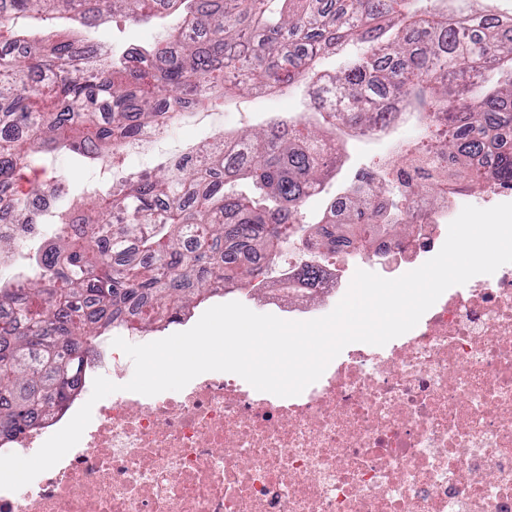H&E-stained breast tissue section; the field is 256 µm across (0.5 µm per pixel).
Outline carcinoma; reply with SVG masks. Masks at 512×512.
<instances>
[{
	"label": "carcinoma",
	"instance_id": "obj_1",
	"mask_svg": "<svg viewBox=\"0 0 512 512\" xmlns=\"http://www.w3.org/2000/svg\"><path fill=\"white\" fill-rule=\"evenodd\" d=\"M183 6L169 38L130 60L103 52L91 62L84 46L62 38L37 42L31 26L55 18L85 25L117 14L134 20L158 15L154 0H0V186L14 183L31 153L62 145L85 158L120 152L145 128L165 129L179 113L204 111L213 94L240 95L302 81L319 87L329 106L294 119H275L233 137L253 147L243 161L224 153V134L135 179L115 177L112 198L87 193L61 207L57 230L36 252L26 287L0 285V438L39 425L65 410L75 394L87 345L141 309L138 332L181 319L228 284L250 286L289 245L336 249L348 234L370 254L377 213L360 189L352 191L349 223L338 231L325 220H300V206L322 188L336 162V133L383 132L386 99L423 122L382 169L406 175L405 153L427 164L465 172L470 182H512V34L472 10L460 20L420 0H163ZM367 50L344 57L338 70H320L322 55L350 44ZM430 196L454 193L452 183H414ZM69 224L84 226L74 243ZM406 211L384 230L408 234ZM313 289L322 269L306 264L285 276Z\"/></svg>",
	"mask_w": 512,
	"mask_h": 512
}]
</instances>
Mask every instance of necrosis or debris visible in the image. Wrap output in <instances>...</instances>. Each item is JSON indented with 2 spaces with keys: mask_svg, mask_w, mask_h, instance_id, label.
<instances>
[{
  "mask_svg": "<svg viewBox=\"0 0 512 512\" xmlns=\"http://www.w3.org/2000/svg\"><path fill=\"white\" fill-rule=\"evenodd\" d=\"M31 196V221L0 210V277L22 282L46 244L56 202ZM453 197L413 199L405 239L381 233L372 256L342 242L321 253L320 296L344 294L354 269L403 275L435 256ZM103 376L121 389L95 403L80 442L0 512H512V264L447 289L409 332L348 350L301 394L255 390L207 372L179 391L124 390L125 354L98 341L68 408L0 441L35 454Z\"/></svg>",
  "mask_w": 512,
  "mask_h": 512,
  "instance_id": "1",
  "label": "necrosis or debris"
}]
</instances>
